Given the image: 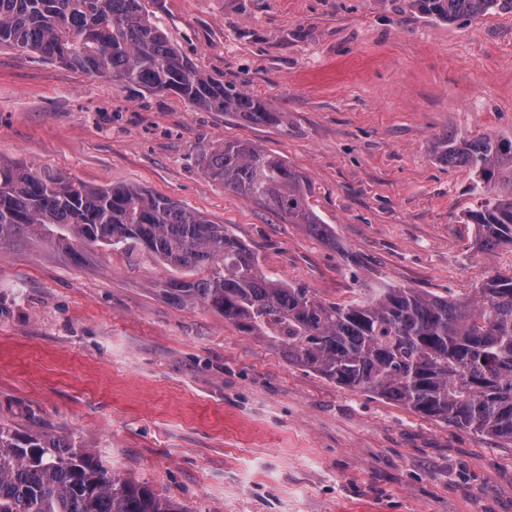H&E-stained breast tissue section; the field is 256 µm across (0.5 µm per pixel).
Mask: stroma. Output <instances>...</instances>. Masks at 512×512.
I'll use <instances>...</instances> for the list:
<instances>
[{"label": "stroma", "instance_id": "1", "mask_svg": "<svg viewBox=\"0 0 512 512\" xmlns=\"http://www.w3.org/2000/svg\"><path fill=\"white\" fill-rule=\"evenodd\" d=\"M213 78L285 113L252 125L0 47V161L132 185L228 227L327 301L405 286L472 297L512 271L464 216L447 135L512 137V10L448 22L412 0H152ZM243 140L308 181L331 240L207 178ZM146 254L0 252V422L69 436L188 512H512V446L338 387L223 315L151 286Z\"/></svg>", "mask_w": 512, "mask_h": 512}]
</instances>
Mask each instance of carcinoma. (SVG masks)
Segmentation results:
<instances>
[{
    "instance_id": "1",
    "label": "carcinoma",
    "mask_w": 512,
    "mask_h": 512,
    "mask_svg": "<svg viewBox=\"0 0 512 512\" xmlns=\"http://www.w3.org/2000/svg\"><path fill=\"white\" fill-rule=\"evenodd\" d=\"M455 21L512 0H413ZM148 0H0V46L89 75L172 94L194 107L286 125L265 100L210 77L150 16ZM439 160L473 169L483 192L466 213L479 251L512 247V138L446 136ZM212 181L323 238L310 186L283 157L226 141L203 156ZM36 241L86 264L104 248L145 251L197 279L152 283L172 304L202 306L256 336L291 365L374 393L459 430L512 444V272L472 298L374 288L327 302L266 274L223 224L138 186L97 187L49 169L0 162V249ZM0 512H187L154 487L126 480L67 436L0 422Z\"/></svg>"
}]
</instances>
